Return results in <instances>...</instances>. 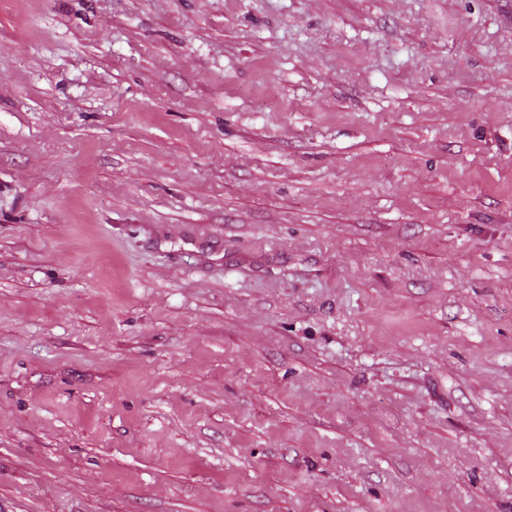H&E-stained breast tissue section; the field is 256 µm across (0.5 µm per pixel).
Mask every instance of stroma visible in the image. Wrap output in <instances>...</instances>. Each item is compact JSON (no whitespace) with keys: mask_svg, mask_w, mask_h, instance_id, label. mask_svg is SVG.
<instances>
[{"mask_svg":"<svg viewBox=\"0 0 512 512\" xmlns=\"http://www.w3.org/2000/svg\"><path fill=\"white\" fill-rule=\"evenodd\" d=\"M0 512H512V0H0Z\"/></svg>","mask_w":512,"mask_h":512,"instance_id":"obj_1","label":"stroma"}]
</instances>
